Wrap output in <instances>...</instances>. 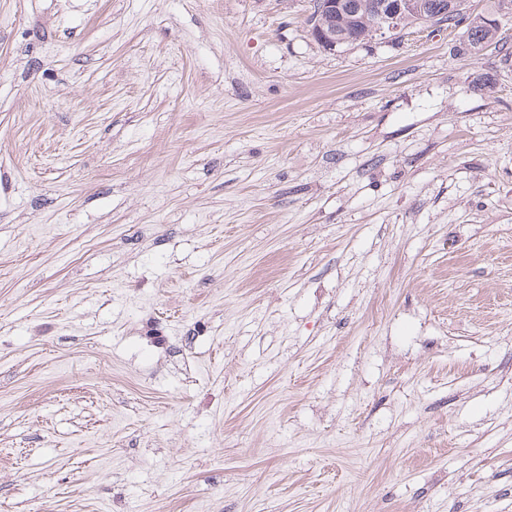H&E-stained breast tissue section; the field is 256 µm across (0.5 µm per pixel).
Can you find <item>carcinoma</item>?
<instances>
[{
  "instance_id": "carcinoma-1",
  "label": "carcinoma",
  "mask_w": 512,
  "mask_h": 512,
  "mask_svg": "<svg viewBox=\"0 0 512 512\" xmlns=\"http://www.w3.org/2000/svg\"><path fill=\"white\" fill-rule=\"evenodd\" d=\"M379 3L380 0H347L342 13L323 17V25L336 29L347 45L361 36L370 37L381 20ZM461 3L462 0H422L431 23L444 22L450 27H463L465 39L455 47L456 55L474 56L498 43V26L492 24V20L502 12L511 11L512 0H495V9L491 13L473 17L463 13Z\"/></svg>"
}]
</instances>
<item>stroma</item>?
I'll return each mask as SVG.
<instances>
[{"label":"stroma","mask_w":512,"mask_h":512,"mask_svg":"<svg viewBox=\"0 0 512 512\" xmlns=\"http://www.w3.org/2000/svg\"><path fill=\"white\" fill-rule=\"evenodd\" d=\"M0 0V512H512V13ZM319 1L321 5L320 10L336 14V16L328 14L323 17L324 27L336 29H325L324 27L317 26L311 29L310 33L318 44L330 51L336 49V33L346 39L343 45L354 43L360 36L372 38V31L380 23L381 16L383 17L382 22L384 24L375 32L376 35L381 37L386 36L387 33L401 30L402 23L405 22L403 18L405 15L407 22L403 24V28L407 25H410V27L420 25L417 22L419 18L415 14L416 12L419 14L418 0H383L381 16L377 9L380 0L346 1L347 3L342 15L336 11H341L342 2L345 0ZM411 11L415 13H410ZM421 3L425 6V14L432 19L431 24L444 22L448 27L463 26L465 39L459 41L454 49L458 56H474L490 45L497 44L499 22L498 25L491 22L502 11L511 13L512 10L511 0H497L494 1L496 6L491 13L471 17L463 13L462 0H422Z\"/></svg>","instance_id":"1"}]
</instances>
